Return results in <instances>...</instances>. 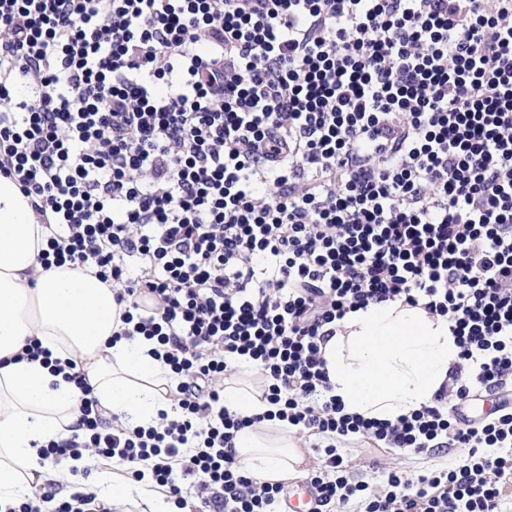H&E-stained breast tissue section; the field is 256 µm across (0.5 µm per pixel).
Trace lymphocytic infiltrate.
<instances>
[{
	"mask_svg": "<svg viewBox=\"0 0 512 512\" xmlns=\"http://www.w3.org/2000/svg\"><path fill=\"white\" fill-rule=\"evenodd\" d=\"M0 175L50 232L40 265L94 263L179 380L175 413L129 431L73 371L78 431L43 461L278 512L283 483L232 445L276 418L326 438L323 512H512V0H0ZM384 301L448 318L460 349L393 422L345 413L321 356ZM243 359L265 414L224 406ZM358 438L463 462L376 488L338 451ZM95 500L8 512H111Z\"/></svg>",
	"mask_w": 512,
	"mask_h": 512,
	"instance_id": "lymphocytic-infiltrate-1",
	"label": "lymphocytic infiltrate"
}]
</instances>
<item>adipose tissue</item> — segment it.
<instances>
[{"instance_id": "obj_1", "label": "adipose tissue", "mask_w": 512, "mask_h": 512, "mask_svg": "<svg viewBox=\"0 0 512 512\" xmlns=\"http://www.w3.org/2000/svg\"><path fill=\"white\" fill-rule=\"evenodd\" d=\"M47 232L36 224L18 187L0 176V512L48 481L70 492L97 491L111 481L113 512H190L176 507L149 481L101 472L98 483L77 481L72 468L40 462V447L71 436L78 390L52 361L73 360L84 372L105 416L125 427L156 425L172 412L176 383L141 336L115 339L124 324L110 284L91 265L42 268L37 257ZM38 339L49 360H17ZM332 386L346 413L393 421L431 404L459 348L447 318L421 307L386 301L349 313L322 345ZM224 405L237 414L267 411L262 382L250 363L224 381ZM235 456L255 478L277 483L302 473L306 460L286 422L267 421L239 431Z\"/></svg>"}]
</instances>
